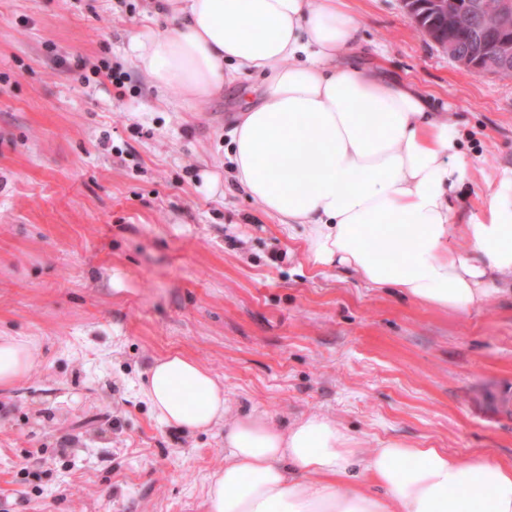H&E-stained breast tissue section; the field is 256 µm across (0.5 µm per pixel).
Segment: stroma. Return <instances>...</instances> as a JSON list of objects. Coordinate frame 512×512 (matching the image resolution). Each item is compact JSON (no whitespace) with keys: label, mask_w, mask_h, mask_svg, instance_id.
I'll return each mask as SVG.
<instances>
[{"label":"stroma","mask_w":512,"mask_h":512,"mask_svg":"<svg viewBox=\"0 0 512 512\" xmlns=\"http://www.w3.org/2000/svg\"><path fill=\"white\" fill-rule=\"evenodd\" d=\"M344 60L427 90L479 161L469 218L512 167V79L462 70L402 0H347ZM147 0H0V336L33 365L0 389V512H208L224 427L161 423L139 385L180 352L224 385L229 417L307 415L361 447L396 438L512 463V281L442 311L301 261L287 226L233 188L231 131L253 77L203 102L153 85L134 36ZM107 62L115 88L76 67Z\"/></svg>","instance_id":"obj_1"}]
</instances>
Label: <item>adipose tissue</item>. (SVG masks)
I'll list each match as a JSON object with an SVG mask.
<instances>
[{
	"label": "adipose tissue",
	"instance_id": "obj_1",
	"mask_svg": "<svg viewBox=\"0 0 512 512\" xmlns=\"http://www.w3.org/2000/svg\"><path fill=\"white\" fill-rule=\"evenodd\" d=\"M169 26L134 39L160 88L206 100L245 76L264 82L231 136L236 188L283 224L304 228L311 271L339 266L439 310L496 296L512 276V169L479 214L454 201L476 166L426 92L383 69L342 63L362 26L343 0H153ZM470 240L468 255L448 246ZM32 366L26 342L0 338V387ZM159 419L189 431L224 423V467L209 512H512V466L484 454L391 439L365 451L336 422L280 429L227 419L224 389L195 360L169 353L142 388Z\"/></svg>",
	"mask_w": 512,
	"mask_h": 512
}]
</instances>
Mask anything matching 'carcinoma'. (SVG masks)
<instances>
[{"instance_id": "cac0c4a2", "label": "carcinoma", "mask_w": 512, "mask_h": 512, "mask_svg": "<svg viewBox=\"0 0 512 512\" xmlns=\"http://www.w3.org/2000/svg\"><path fill=\"white\" fill-rule=\"evenodd\" d=\"M471 2L476 4L477 8L450 33L447 32L446 22L435 17L426 7L415 10V23L424 35L431 38L437 37L439 32L449 34V39L453 42V51L460 57L478 54L482 47L496 39L497 19L492 13L480 8L483 0H471Z\"/></svg>"}]
</instances>
